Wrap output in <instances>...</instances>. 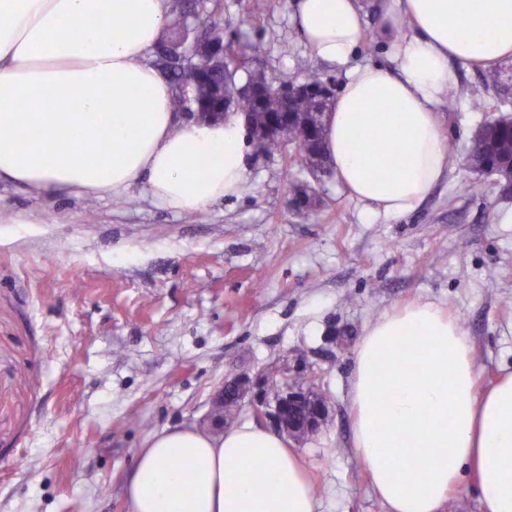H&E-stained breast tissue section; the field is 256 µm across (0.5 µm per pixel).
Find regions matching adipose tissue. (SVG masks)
<instances>
[{"mask_svg":"<svg viewBox=\"0 0 512 512\" xmlns=\"http://www.w3.org/2000/svg\"><path fill=\"white\" fill-rule=\"evenodd\" d=\"M310 54L346 80L325 121L326 154L372 213L415 212L445 177L437 105L455 63L512 61V0H397L381 31L392 67L352 65L363 0H289ZM167 0H0V180L48 194L121 193L202 212L238 194L243 119L179 121L175 89L147 61ZM411 33H403V26ZM354 449L387 512H444L476 479L481 512H512V372L486 389L461 323L412 302L370 323L350 388ZM130 512H317L296 449L244 423L156 432L136 456Z\"/></svg>","mask_w":512,"mask_h":512,"instance_id":"1","label":"adipose tissue"}]
</instances>
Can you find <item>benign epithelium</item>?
Here are the masks:
<instances>
[{"instance_id":"7a95c632","label":"benign epithelium","mask_w":512,"mask_h":512,"mask_svg":"<svg viewBox=\"0 0 512 512\" xmlns=\"http://www.w3.org/2000/svg\"><path fill=\"white\" fill-rule=\"evenodd\" d=\"M194 44L217 57H224V40L215 34L202 37L194 41ZM280 91L287 94L290 107L302 95L313 97L317 109V119L321 120L335 97L336 83L327 78L316 86H310L291 80L280 85ZM291 115L290 111L276 112L270 115L265 128L257 131V138L262 139L275 133H281ZM301 369H303V365L300 363L293 366L285 363L254 379L242 375L224 382L214 397L212 425L219 428L224 424L225 398L231 397L242 402L250 394L255 417L270 418L276 430L287 435L293 441L298 443L316 433L325 421L327 404L323 396L312 385L302 386L284 382L277 396L274 410L269 412L265 406L264 387L267 375L284 376Z\"/></svg>"}]
</instances>
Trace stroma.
<instances>
[{"label":"stroma","mask_w":512,"mask_h":512,"mask_svg":"<svg viewBox=\"0 0 512 512\" xmlns=\"http://www.w3.org/2000/svg\"><path fill=\"white\" fill-rule=\"evenodd\" d=\"M246 4L221 0L224 30L261 39L268 76L345 81L307 53L287 0L258 18ZM456 70V103L439 108L448 173L401 218L370 214L335 175L313 181L289 147L249 154L247 190L202 213L163 206L142 181L68 198L1 182L0 512H129L154 432L209 428L224 381L296 359L328 404L297 446L318 512H385L353 448L365 327L433 302L459 319L479 386L512 371V194L491 175L467 192L464 165L473 130L512 113V62L498 89L479 67ZM292 180L315 182L322 206L292 211Z\"/></svg>","instance_id":"1"}]
</instances>
